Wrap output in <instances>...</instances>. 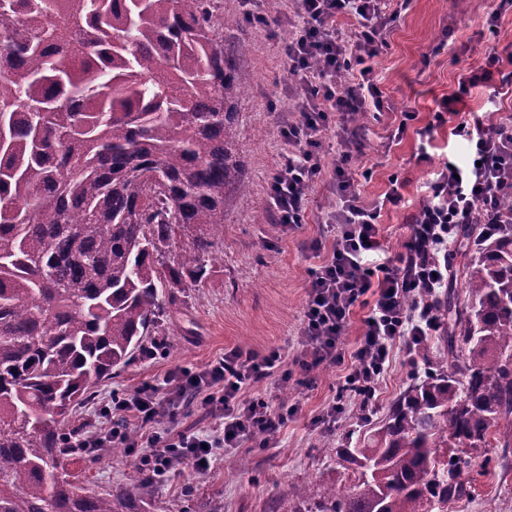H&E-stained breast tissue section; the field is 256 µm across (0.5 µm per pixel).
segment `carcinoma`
<instances>
[{
  "mask_svg": "<svg viewBox=\"0 0 512 512\" xmlns=\"http://www.w3.org/2000/svg\"><path fill=\"white\" fill-rule=\"evenodd\" d=\"M215 0H0V512H129L67 468L93 388L162 332L159 289L224 256L246 191ZM462 224L437 369L396 401L316 512H448L464 471L512 431V223ZM184 252L168 263L175 237ZM464 353L456 350L457 342Z\"/></svg>",
  "mask_w": 512,
  "mask_h": 512,
  "instance_id": "cac0c4a2",
  "label": "carcinoma"
}]
</instances>
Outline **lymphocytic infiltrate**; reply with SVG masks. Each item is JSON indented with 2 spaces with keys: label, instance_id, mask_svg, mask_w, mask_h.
<instances>
[{
  "label": "lymphocytic infiltrate",
  "instance_id": "obj_1",
  "mask_svg": "<svg viewBox=\"0 0 512 512\" xmlns=\"http://www.w3.org/2000/svg\"><path fill=\"white\" fill-rule=\"evenodd\" d=\"M407 0H292L287 21L290 35L282 47L289 81L284 88L287 108L298 115L281 129L286 143L270 181L268 207L277 223L295 227L303 223L314 184L322 165L321 132L336 125V165L332 190L336 207L329 221L337 234L330 250L310 272L300 333L306 346L299 365L309 370L320 365H347L340 393L371 395L385 371L396 344L415 350L439 328V318L427 305L409 303L417 290L442 287L448 267L440 253L462 224L512 223L502 211L503 187L512 184V120L487 126L482 117L460 122L454 135L464 137L469 160H445L425 184L422 200L408 222L411 233L403 252L384 255L376 220L382 204L398 209L408 202L398 187L385 193L382 204L365 205L357 189L350 161L360 133L352 119L360 112L382 113L391 105L381 89L382 79L367 64L387 46V30L405 8ZM340 16L353 17L357 26L350 35L336 27ZM503 60L489 51L485 64L462 75L452 99L443 100L434 115L444 125L452 103L477 86L511 83L512 72L502 70ZM354 72L348 86L338 77ZM434 126L421 133L431 142ZM369 306L364 328L352 354L343 351V337L355 306ZM281 366V356H261L242 349L225 352L199 372L182 370L159 384H147L131 394H113L104 412L112 418L106 430L83 431L86 448H107L113 443L136 446L127 432L128 416L142 424L155 423L162 410H175L187 402L198 403L215 422L211 432L171 430L149 439L141 462L156 475H165L171 464L189 459L199 470H208L219 448H237L243 441L263 437L273 442L290 417L302 411L292 404L273 411L260 397L242 399L241 391L271 377Z\"/></svg>",
  "mask_w": 512,
  "mask_h": 512
}]
</instances>
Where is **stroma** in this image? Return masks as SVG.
I'll return each mask as SVG.
<instances>
[{"label": "stroma", "mask_w": 512, "mask_h": 512, "mask_svg": "<svg viewBox=\"0 0 512 512\" xmlns=\"http://www.w3.org/2000/svg\"><path fill=\"white\" fill-rule=\"evenodd\" d=\"M271 3L268 29L246 23L216 29L225 45L248 47L245 54L235 55L234 63L248 88L238 101L237 149L251 191L232 198L225 208L224 257L207 266L179 309L164 315L166 349L136 355L113 370L111 379L97 387L93 400L74 413L72 423L105 426L99 410L112 394L160 382L180 368L202 370L233 348L261 354L277 351L284 367L292 371L288 379L275 375L244 389V397L261 396L274 410L298 402L305 414L285 425L275 447H262L253 439L238 448H220L210 469L198 470L184 460L162 482L140 483L136 448L102 451L88 467L74 463L88 491L127 488L132 512H194L204 499L219 502L222 512H268L274 504L291 502L299 486L316 493L343 485L341 462L326 454L323 445L355 447L363 430L359 403L350 396L345 397V410L335 426L326 428L316 421L336 398L343 368L323 365L307 374L291 368L302 350L299 330L309 271L320 262L311 244L316 241L330 248L336 229L328 224L327 213L336 198L325 177L311 191L304 224L287 230L272 223L267 212L269 183L283 146L280 128L290 117L282 99L288 74L279 39L284 28L279 16L289 2ZM487 7V0H411L391 23L388 47L371 65L383 75V90L393 109L366 116L365 144L352 163L353 169L373 172L372 178L359 182L364 200L383 195L394 174L403 183L404 197L417 201L443 159L451 154L465 157L466 142L444 126L434 132L429 159H420L419 131L439 102L456 90L460 74L482 65L489 50H496L504 62L512 61V11L491 28L486 23ZM406 111L413 112V120L403 121ZM401 123L406 126L402 139L390 141L391 131ZM428 368L421 353L411 354L404 345H396L368 403L373 421H381L391 403ZM497 441V447L487 449L485 463L472 469L470 497L449 504L448 512H512V433L498 435Z\"/></svg>", "instance_id": "1"}]
</instances>
